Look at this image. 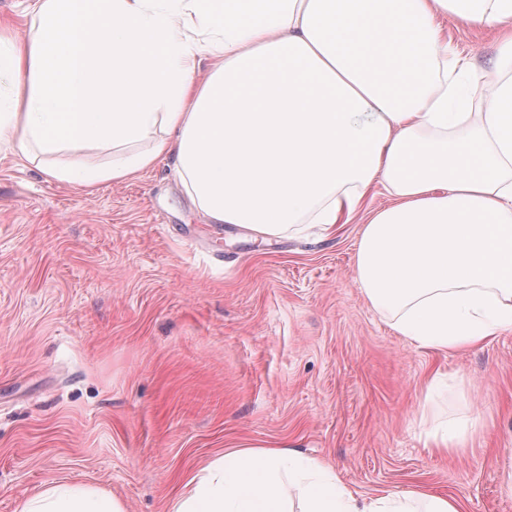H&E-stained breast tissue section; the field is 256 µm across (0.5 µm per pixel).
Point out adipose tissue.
<instances>
[{
  "mask_svg": "<svg viewBox=\"0 0 512 512\" xmlns=\"http://www.w3.org/2000/svg\"><path fill=\"white\" fill-rule=\"evenodd\" d=\"M450 17L497 34L494 95L472 108ZM218 59L207 79L200 59ZM59 182H121L169 159L212 224L329 236L367 192L355 280L418 347L512 328V0H36L0 31V148ZM82 151L113 160L87 168ZM17 512H125L51 482ZM169 512H460L390 488L361 497L292 449L241 444L203 463Z\"/></svg>",
  "mask_w": 512,
  "mask_h": 512,
  "instance_id": "1",
  "label": "adipose tissue"
}]
</instances>
